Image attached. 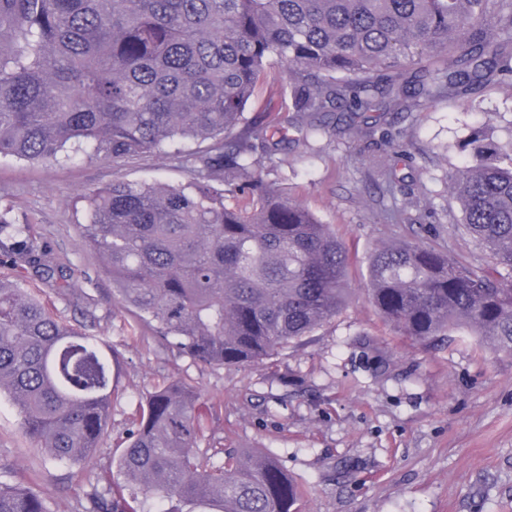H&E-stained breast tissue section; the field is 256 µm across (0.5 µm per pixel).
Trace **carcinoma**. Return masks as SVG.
Returning <instances> with one entry per match:
<instances>
[{
  "instance_id": "1",
  "label": "carcinoma",
  "mask_w": 512,
  "mask_h": 512,
  "mask_svg": "<svg viewBox=\"0 0 512 512\" xmlns=\"http://www.w3.org/2000/svg\"><path fill=\"white\" fill-rule=\"evenodd\" d=\"M448 52L444 68L422 69ZM273 61L288 65L294 123L322 133L347 112H410L453 92L512 85V0H0V156L127 160L182 140L192 186L116 178L83 195L85 243L117 302L204 365L246 364L301 341L354 296L349 252L301 204L276 193L232 134ZM448 171L463 226L506 271L493 277L418 242L368 257L364 293L404 335L483 336L512 352V164L482 130ZM223 182L214 189L210 181ZM246 195L250 206L229 199ZM49 287L56 267L18 253ZM40 294L0 279V393L51 458L80 466L101 447L112 356ZM191 387L147 399L117 459L123 481L83 512H299L301 490L277 460L198 446ZM0 512H48L30 488L0 482Z\"/></svg>"
}]
</instances>
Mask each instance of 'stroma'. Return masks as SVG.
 Here are the masks:
<instances>
[{"instance_id": "1", "label": "stroma", "mask_w": 512, "mask_h": 512, "mask_svg": "<svg viewBox=\"0 0 512 512\" xmlns=\"http://www.w3.org/2000/svg\"><path fill=\"white\" fill-rule=\"evenodd\" d=\"M289 82L287 65L273 63L244 110L252 168L336 234L358 294L311 336L250 364L196 363L139 323L113 298L99 255L77 228L81 196L115 178L191 183L185 157L200 142L119 165L0 157V205L65 276L48 289L49 307L109 343L115 387L109 436L80 467L42 453L1 398L0 481L36 490L49 512H82L91 478L115 472L148 395L181 378L200 395V448L217 464L229 448L274 457L304 489L300 512H512V352L474 336L414 340L361 292L366 258L383 242L419 239L461 263L487 264L488 252L458 227L448 172L463 162L458 145L472 131L488 130L495 144L512 148V86L446 94L381 122L371 112L337 120L305 139L280 125L291 109ZM277 130L287 142L272 153L267 143ZM386 133L401 155L384 143ZM391 159L398 182L387 194L375 178ZM396 209L405 219L394 224L386 215Z\"/></svg>"}]
</instances>
